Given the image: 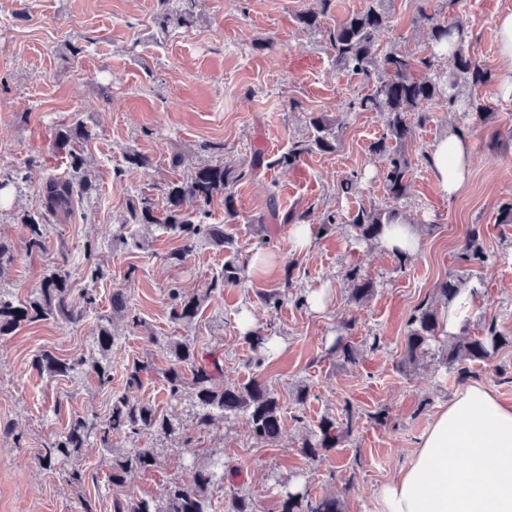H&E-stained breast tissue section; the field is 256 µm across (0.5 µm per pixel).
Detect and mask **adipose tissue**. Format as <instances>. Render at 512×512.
<instances>
[{
    "mask_svg": "<svg viewBox=\"0 0 512 512\" xmlns=\"http://www.w3.org/2000/svg\"><path fill=\"white\" fill-rule=\"evenodd\" d=\"M472 142L451 132L430 154L439 188L464 185ZM378 512H512V407L485 385L439 407L417 449L378 493Z\"/></svg>",
    "mask_w": 512,
    "mask_h": 512,
    "instance_id": "obj_1",
    "label": "adipose tissue"
}]
</instances>
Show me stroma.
<instances>
[{
	"label": "stroma",
	"mask_w": 512,
	"mask_h": 512,
	"mask_svg": "<svg viewBox=\"0 0 512 512\" xmlns=\"http://www.w3.org/2000/svg\"><path fill=\"white\" fill-rule=\"evenodd\" d=\"M371 0H334L320 29L303 30L297 17L314 0H195L190 26L161 29L156 0H0V240L14 261L0 272V286L22 300L40 286L48 268L63 264L70 273L74 305H81L87 262L101 264L106 277L97 285L99 308L75 325L38 321L0 336V512H80V502L62 470L46 469L37 453L75 414L107 418L112 396L125 389V366L152 356L156 367L168 359L160 340L194 337L198 346L224 354V380L264 379L281 398L282 433L271 443L256 441L243 418L232 417L208 431L193 433L189 444L148 472H135L123 487L101 488L100 512L112 495L151 498L187 475L186 466L205 448H220L244 483L256 512H280L282 481L298 477L314 495L334 494L346 512H377V493L409 459L417 439L441 404L466 383L494 389L512 406V347L472 364L461 382L437 360L426 358L402 369L408 320L420 304L434 301L448 276L466 279L479 292L469 298L468 333L487 323L512 336V224L498 221L512 202V97L500 95L503 81L496 20L512 11V0H388L380 50L399 48L423 58L431 54V23L462 21L464 54L489 72L487 82L463 85L462 95L477 97L484 115L449 110L446 101L427 107L429 119L415 126L404 152L412 167L408 195L395 207L415 226L419 249L398 259L378 244L357 241L348 224L362 207L382 206L383 162L369 151L386 132L376 112L349 110V102L368 93L356 74L340 69L325 43L326 30ZM326 114L344 125L335 151L312 152L295 165L250 171L255 157L286 152L295 138L307 137L308 119ZM83 123L93 138L86 150L88 172L98 186L94 199L69 223L48 221L46 250L28 253L21 217L39 210L37 184L17 186L7 177L19 169L65 171V161L49 152L59 122ZM473 143L470 175L455 196L442 193L428 155L449 128ZM224 147L223 160L245 169L232 192L238 221H224V200L214 198L209 223L220 224L234 242L241 262L273 254L269 269L246 272L236 288L208 299L191 328L169 318V289L200 294L220 271L229 252L206 242L178 265L166 257L181 242L154 226L139 227L142 248H112L111 236L129 219L133 192H150L170 177L171 159L186 167L212 161L210 145ZM137 151L154 162L150 172L128 167ZM358 174L356 190L341 182ZM276 186L280 214L308 213L315 230L308 253L294 254L290 225L258 224L267 210L268 188ZM338 213L335 230L321 228L324 216ZM479 228L492 256L485 264L459 259L471 228ZM95 244L86 253L87 244ZM296 269H288L289 258ZM357 264L375 283L366 302L352 300L342 278ZM292 280L305 305L264 306L259 292ZM124 289L127 305L139 315L137 327L115 324L112 383L101 387L94 374L74 382L51 378L31 366L42 350L67 358L84 353L96 333L99 315L109 313L113 289ZM322 296L323 307L313 304ZM256 331H274L276 354L257 357L243 340L244 318ZM355 319L359 360L344 364L326 357L341 321ZM376 347H368V340ZM309 392L298 404L297 388ZM359 411L356 428L333 451L311 459L299 451L305 428L326 415L340 416L344 403ZM385 411L378 424L374 413Z\"/></svg>",
	"instance_id": "stroma-1"
}]
</instances>
